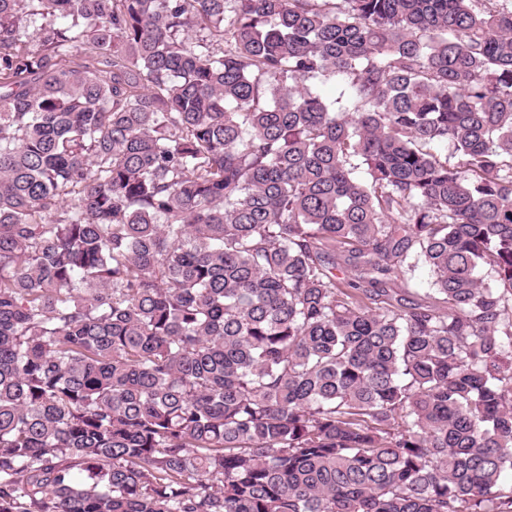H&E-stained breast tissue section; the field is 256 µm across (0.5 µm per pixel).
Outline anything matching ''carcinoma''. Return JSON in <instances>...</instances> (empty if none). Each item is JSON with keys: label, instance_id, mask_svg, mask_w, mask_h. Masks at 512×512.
Instances as JSON below:
<instances>
[{"label": "carcinoma", "instance_id": "cac0c4a2", "mask_svg": "<svg viewBox=\"0 0 512 512\" xmlns=\"http://www.w3.org/2000/svg\"><path fill=\"white\" fill-rule=\"evenodd\" d=\"M508 474L512 0H0V512ZM409 286L407 293L405 294L407 301L417 300L423 298L427 293H431L433 286V278L431 273L425 265L421 263L415 268V270L408 275Z\"/></svg>", "mask_w": 512, "mask_h": 512}]
</instances>
